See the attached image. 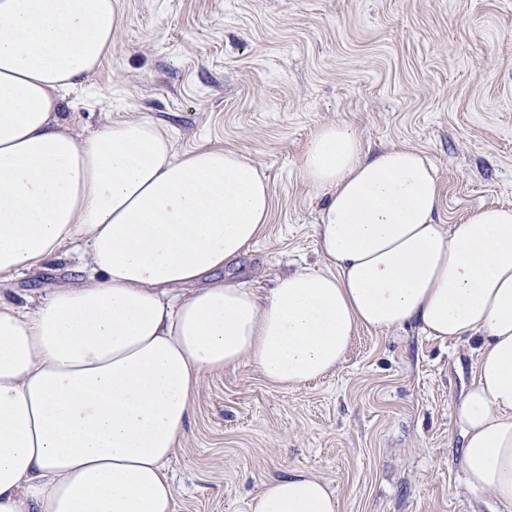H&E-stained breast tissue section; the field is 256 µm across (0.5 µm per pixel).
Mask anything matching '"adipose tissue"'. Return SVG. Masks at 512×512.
Listing matches in <instances>:
<instances>
[{
    "instance_id": "obj_1",
    "label": "adipose tissue",
    "mask_w": 512,
    "mask_h": 512,
    "mask_svg": "<svg viewBox=\"0 0 512 512\" xmlns=\"http://www.w3.org/2000/svg\"><path fill=\"white\" fill-rule=\"evenodd\" d=\"M117 0H0V277L70 252L87 274L35 306L0 293V512H175L168 463L205 374L249 362L293 388L343 362L358 329L418 324L474 342L455 419L472 494L512 512V206L443 223L433 165L321 127L299 167L329 190L326 270L267 293L217 279L268 223L242 153L174 151L132 118L81 138L63 93L97 70ZM250 512H339L324 483L266 482Z\"/></svg>"
}]
</instances>
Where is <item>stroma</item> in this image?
Wrapping results in <instances>:
<instances>
[{"label": "stroma", "instance_id": "35a3bbf8", "mask_svg": "<svg viewBox=\"0 0 512 512\" xmlns=\"http://www.w3.org/2000/svg\"><path fill=\"white\" fill-rule=\"evenodd\" d=\"M101 67L61 116L82 137L129 118L171 131L177 151L245 154L273 210L221 278L271 287L324 269L328 197L298 175L323 125L345 122L374 150L410 147L434 165L444 223L512 205V0H120ZM76 254L7 281L35 305L79 277ZM471 343L410 324L359 329L345 361L307 384H269L244 363L205 377L168 471L176 512H249L265 482L303 472L340 512H499L466 488L453 406Z\"/></svg>", "mask_w": 512, "mask_h": 512}]
</instances>
